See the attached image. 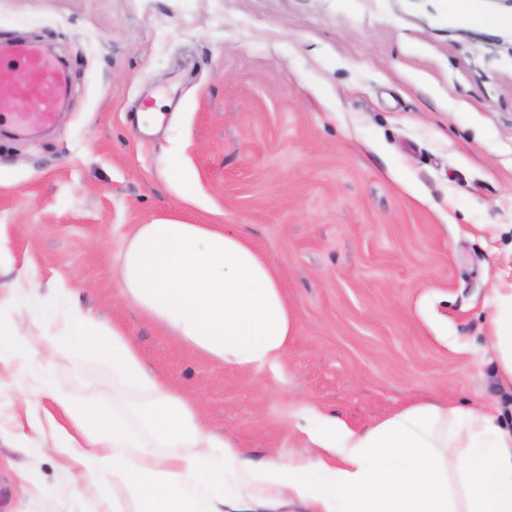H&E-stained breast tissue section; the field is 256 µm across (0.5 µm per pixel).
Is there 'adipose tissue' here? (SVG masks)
I'll list each match as a JSON object with an SVG mask.
<instances>
[{
	"instance_id": "ef3b65f1",
	"label": "adipose tissue",
	"mask_w": 512,
	"mask_h": 512,
	"mask_svg": "<svg viewBox=\"0 0 512 512\" xmlns=\"http://www.w3.org/2000/svg\"><path fill=\"white\" fill-rule=\"evenodd\" d=\"M117 281L149 317L224 365L250 371L285 352L284 296L243 233L175 220L139 225ZM15 295L29 298L47 342L28 355L19 328L0 320V369L50 373L61 345L111 364L121 384L112 415L90 402L57 403L85 438L70 449L76 474L99 486L124 477L144 512H512V423L495 406L424 402L361 429L316 411L304 451L256 458L213 435L197 405L144 370L123 328L101 325L67 288L51 304L19 276L0 309ZM491 305L496 373L512 384V287L493 289Z\"/></svg>"
}]
</instances>
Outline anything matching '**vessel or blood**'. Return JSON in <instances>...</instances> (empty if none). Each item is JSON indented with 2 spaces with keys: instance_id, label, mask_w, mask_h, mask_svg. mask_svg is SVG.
Returning <instances> with one entry per match:
<instances>
[{
  "instance_id": "obj_1",
  "label": "vessel or blood",
  "mask_w": 512,
  "mask_h": 512,
  "mask_svg": "<svg viewBox=\"0 0 512 512\" xmlns=\"http://www.w3.org/2000/svg\"><path fill=\"white\" fill-rule=\"evenodd\" d=\"M68 74L59 61L28 41H15L0 54V116L34 135L51 126Z\"/></svg>"
}]
</instances>
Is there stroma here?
<instances>
[{
  "mask_svg": "<svg viewBox=\"0 0 512 512\" xmlns=\"http://www.w3.org/2000/svg\"><path fill=\"white\" fill-rule=\"evenodd\" d=\"M0 0V43L67 67L43 134L0 120V293L58 283L255 456L295 414L358 429L416 403L512 409L488 343L512 286V0ZM158 123L139 122L144 107ZM231 224L273 265L285 356L221 365L122 297L137 225ZM56 393L112 410V368L58 349ZM0 373V512H96L51 442L70 423Z\"/></svg>",
  "mask_w": 512,
  "mask_h": 512,
  "instance_id": "1",
  "label": "stroma"
}]
</instances>
